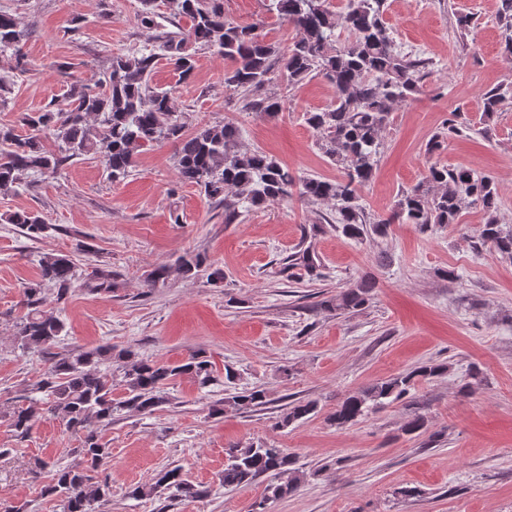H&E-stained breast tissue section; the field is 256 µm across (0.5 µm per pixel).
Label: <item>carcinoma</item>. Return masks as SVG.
Returning a JSON list of instances; mask_svg holds the SVG:
<instances>
[{
	"instance_id": "1",
	"label": "carcinoma",
	"mask_w": 512,
	"mask_h": 512,
	"mask_svg": "<svg viewBox=\"0 0 512 512\" xmlns=\"http://www.w3.org/2000/svg\"><path fill=\"white\" fill-rule=\"evenodd\" d=\"M272 9L297 32L296 39L281 51L265 40L262 23L238 24L224 17V0H167L172 14L186 18L185 30L163 31L156 48L112 56L94 88L74 82L67 85L63 104L36 112H24L19 127H0V193L7 194L34 175H56L66 164L82 156H93L104 166L108 177L119 182L128 177L139 151L164 141L176 145L175 167L178 179L197 186L210 201L224 205V223L234 224L240 206L253 207L295 195L312 204H330L334 224L350 238L382 236L395 222L412 224L422 232L434 227L459 223L463 210L481 207L487 215L471 243L473 249L493 251L512 259V226L500 223V198L495 181L463 166L434 164L419 184L402 190L387 217L370 218L360 203V191L373 179L382 146V134L389 124L393 106L420 92L427 62L401 52L384 21L385 0H349L347 10L334 13L329 0H271ZM499 23L504 48L512 53V0H500ZM348 38L340 49L333 48L336 29ZM32 27L21 23L11 12L0 9V53L14 56L13 70L25 72L27 62L22 46ZM213 50L224 57V84L232 95L253 112L275 114L281 99L267 91L278 76L294 86L308 77L320 75L336 89L327 107L306 113L305 122L316 134V144L340 169L334 180L296 177L275 158L241 145L239 128L231 121L203 125L192 133L184 131L174 93L151 86V76L159 57H165L179 77H189L195 69L191 48ZM509 88H495L482 95L483 132L511 94ZM53 138L58 151L45 148L43 139ZM10 224H21L34 238L46 232L47 224L34 212H16L7 217ZM203 259L190 255L176 267L183 276L199 271ZM39 279L24 289L22 306L26 312L14 324V337L20 356L45 353L48 358L34 383L36 396L29 397L8 411L16 436L25 438L35 418L49 414L67 431L79 438L73 452L75 465L34 459V468L48 471L50 480L41 495L59 502L61 512H95V504L109 494L107 483L93 481L110 455L98 435V426L112 423L116 414L151 415L169 404V385L189 375L205 388L216 381L208 356L193 352L179 364H160L139 357L132 348L112 353L104 346L87 351H54L66 334L63 320L41 309L42 290H56V301L64 303L74 291L76 265L66 255L44 254L38 262ZM303 267L309 276L317 275L318 265L306 250L288 257V267ZM91 291L112 290V271L93 270L86 281ZM373 284L362 280L344 289L336 301L321 300L316 310H360L369 302ZM107 361L115 367H106ZM447 370L444 363H425L409 372L378 382L349 395L331 414L338 426L357 422L386 400L408 394L417 382L430 380ZM122 395L114 397L115 387ZM267 403L266 392L243 388L215 402L212 413L224 408L248 411ZM316 402L297 401L286 407L278 425L288 427L317 412ZM407 435L427 431V420L414 408L403 426ZM283 475L287 480L267 486L266 498L277 499L296 491L304 472L283 448L248 443L233 446L220 482L240 487L261 476ZM175 490L181 497L204 499L209 489L183 478L177 466L166 467L154 481L129 491L133 497L149 496L162 490Z\"/></svg>"
}]
</instances>
